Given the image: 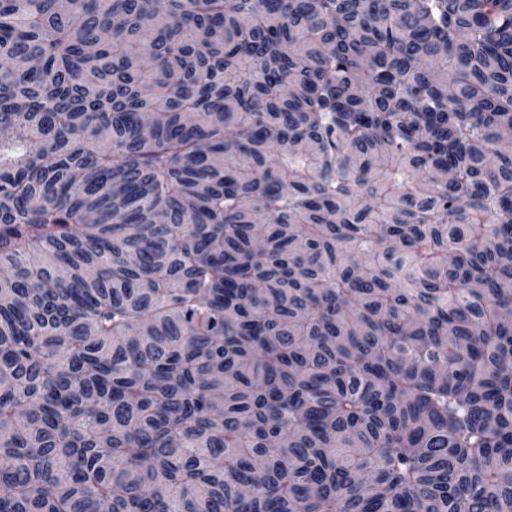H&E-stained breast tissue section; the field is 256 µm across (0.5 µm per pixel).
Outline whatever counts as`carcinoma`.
<instances>
[{
  "label": "carcinoma",
  "mask_w": 512,
  "mask_h": 512,
  "mask_svg": "<svg viewBox=\"0 0 512 512\" xmlns=\"http://www.w3.org/2000/svg\"><path fill=\"white\" fill-rule=\"evenodd\" d=\"M512 0H0V512H512Z\"/></svg>",
  "instance_id": "carcinoma-1"
}]
</instances>
